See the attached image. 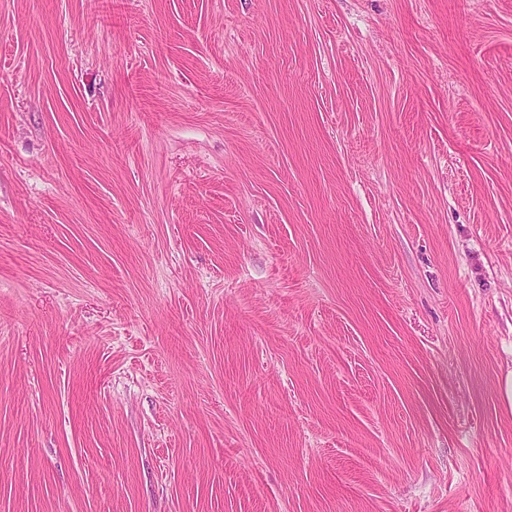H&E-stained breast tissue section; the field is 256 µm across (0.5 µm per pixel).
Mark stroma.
Masks as SVG:
<instances>
[{
  "mask_svg": "<svg viewBox=\"0 0 512 512\" xmlns=\"http://www.w3.org/2000/svg\"><path fill=\"white\" fill-rule=\"evenodd\" d=\"M512 0H0V512H512Z\"/></svg>",
  "mask_w": 512,
  "mask_h": 512,
  "instance_id": "stroma-1",
  "label": "stroma"
}]
</instances>
